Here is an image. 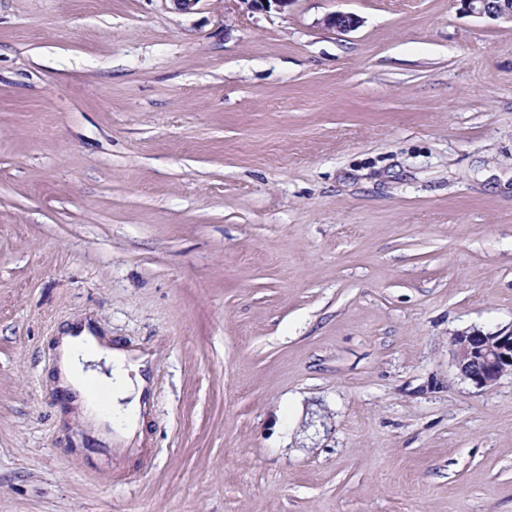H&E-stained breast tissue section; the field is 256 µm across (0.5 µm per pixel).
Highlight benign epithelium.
Returning a JSON list of instances; mask_svg holds the SVG:
<instances>
[{"label":"benign epithelium","mask_w":512,"mask_h":512,"mask_svg":"<svg viewBox=\"0 0 512 512\" xmlns=\"http://www.w3.org/2000/svg\"><path fill=\"white\" fill-rule=\"evenodd\" d=\"M248 12L269 11L284 13L295 0H238ZM467 9L492 19L512 21V0H462ZM330 28L347 32L359 24L350 13L334 12L324 18ZM452 354L456 368L464 379L478 388L491 387L505 373H512V329L483 332L464 331L452 340Z\"/></svg>","instance_id":"7a95c632"}]
</instances>
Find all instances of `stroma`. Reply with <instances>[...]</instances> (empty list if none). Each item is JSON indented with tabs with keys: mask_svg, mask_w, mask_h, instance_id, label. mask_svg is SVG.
<instances>
[{
	"mask_svg": "<svg viewBox=\"0 0 512 512\" xmlns=\"http://www.w3.org/2000/svg\"><path fill=\"white\" fill-rule=\"evenodd\" d=\"M85 320L140 450L55 382ZM511 326V22L0 0V512H512V373L451 344ZM58 338L60 361L56 384L75 397L74 402L80 405L85 422L109 443H112V433L104 431L106 422L126 437L134 435L141 427L142 412L147 405L142 403L147 379L139 369L147 368L148 356L132 359L131 353L106 345L85 326L70 327ZM129 369L136 372L135 383L129 378ZM92 382L110 387L112 412L109 416L97 411L89 392ZM129 397L131 399L124 403ZM452 354L461 377L478 388L492 387L512 373V329L464 331L454 336Z\"/></svg>",
	"mask_w": 512,
	"mask_h": 512,
	"instance_id": "35a3bbf8",
	"label": "stroma"
}]
</instances>
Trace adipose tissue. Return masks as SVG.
Returning <instances> with one entry per match:
<instances>
[{
	"label": "adipose tissue",
	"instance_id": "adipose-tissue-1",
	"mask_svg": "<svg viewBox=\"0 0 512 512\" xmlns=\"http://www.w3.org/2000/svg\"><path fill=\"white\" fill-rule=\"evenodd\" d=\"M60 361L56 383L74 396L80 405L85 422L104 441H111L112 431L132 436L142 424V403L147 380L141 371L147 366L146 356L132 357L131 353L103 343L85 327H70L59 338ZM137 378H130V371ZM100 382L110 387L112 412L102 416L91 398V383Z\"/></svg>",
	"mask_w": 512,
	"mask_h": 512
}]
</instances>
